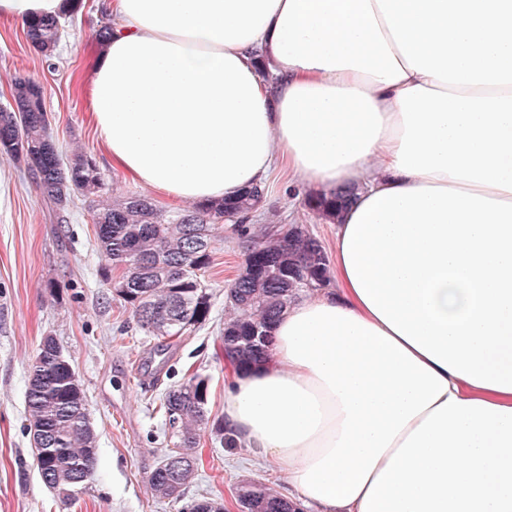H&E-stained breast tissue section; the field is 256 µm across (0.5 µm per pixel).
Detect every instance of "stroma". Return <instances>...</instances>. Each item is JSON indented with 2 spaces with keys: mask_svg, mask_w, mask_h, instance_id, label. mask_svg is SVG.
Segmentation results:
<instances>
[{
  "mask_svg": "<svg viewBox=\"0 0 512 512\" xmlns=\"http://www.w3.org/2000/svg\"><path fill=\"white\" fill-rule=\"evenodd\" d=\"M102 18L98 0L62 19L55 70H48L25 28L0 22V106L10 99L15 78L38 83L49 132L63 156L82 151L95 159L114 195L140 192L139 184L112 169L84 107L80 78ZM304 193H288L271 182L258 222L302 224L324 249L335 243L334 227L304 205ZM244 238L231 226L217 234L205 282L211 296L208 319L188 330L171 348L144 332L128 306L104 284L105 259L97 249L82 199L58 223L31 175L0 157V512H180L183 502L203 498L239 512L236 486L271 475L248 449L200 432L201 461L182 501L151 497L147 480L167 450L165 392L188 370L208 380V415L224 413V288L245 261ZM53 336L80 379L95 431L98 462L92 478L61 501L46 487L26 430L25 393L30 365L43 337Z\"/></svg>",
  "mask_w": 512,
  "mask_h": 512,
  "instance_id": "obj_1",
  "label": "stroma"
}]
</instances>
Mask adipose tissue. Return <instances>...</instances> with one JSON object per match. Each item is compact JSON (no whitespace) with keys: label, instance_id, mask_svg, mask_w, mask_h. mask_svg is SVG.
I'll return each mask as SVG.
<instances>
[{"label":"adipose tissue","instance_id":"ef3b65f1","mask_svg":"<svg viewBox=\"0 0 512 512\" xmlns=\"http://www.w3.org/2000/svg\"><path fill=\"white\" fill-rule=\"evenodd\" d=\"M113 168L175 204L331 196L330 285L224 362V431L300 512H512V0H106ZM70 0H0V18Z\"/></svg>","mask_w":512,"mask_h":512}]
</instances>
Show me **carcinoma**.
Wrapping results in <instances>:
<instances>
[{
	"label": "carcinoma",
	"mask_w": 512,
	"mask_h": 512,
	"mask_svg": "<svg viewBox=\"0 0 512 512\" xmlns=\"http://www.w3.org/2000/svg\"><path fill=\"white\" fill-rule=\"evenodd\" d=\"M26 34L45 62L55 58L59 20H33ZM11 95L13 105L0 108V156L40 174L36 188L60 212L58 220H64L61 212L74 197L84 198L96 245L108 260L103 277L145 332L178 338L207 320L211 302L203 274L210 264L214 231L227 221L248 242L243 271L224 289V351L240 366L266 355L271 325L288 304L305 291L329 284L328 257L306 227L246 223L262 206L265 190L252 187L234 201L194 206L175 215L137 194L109 197L93 158L76 152L62 159L48 132L41 86L19 78ZM355 196L356 188L346 187L330 199L311 195L304 205L334 221ZM114 270L121 271L117 280ZM207 393V380L197 372L165 393L161 409L176 427L172 448L148 479L149 491L158 499H180L195 477L198 432L209 422ZM26 411L41 480L68 499L92 477L98 448L82 384L51 336L43 338L31 365ZM236 497L241 512H297L295 503L255 480L240 483ZM223 508L196 500L182 512Z\"/></svg>",
	"instance_id": "1"
}]
</instances>
